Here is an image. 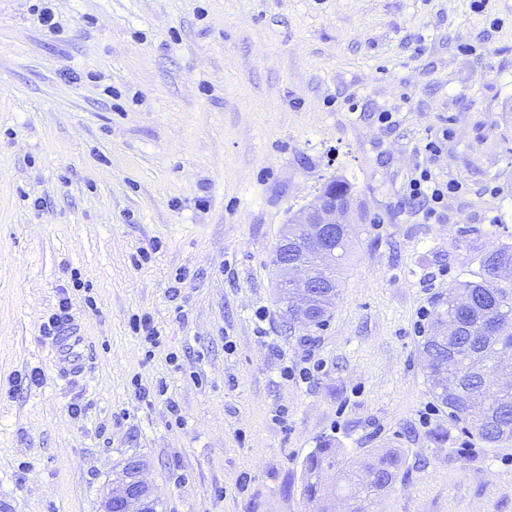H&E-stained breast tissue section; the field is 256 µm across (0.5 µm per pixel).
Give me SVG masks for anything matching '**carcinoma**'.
Segmentation results:
<instances>
[{
	"label": "carcinoma",
	"instance_id": "1",
	"mask_svg": "<svg viewBox=\"0 0 512 512\" xmlns=\"http://www.w3.org/2000/svg\"><path fill=\"white\" fill-rule=\"evenodd\" d=\"M512 266V244L485 254L477 281H464L448 290V298L434 311L427 336L423 337L424 369L437 403L460 429L490 448L512 443V387L489 392L488 374L498 360L512 355V281L497 286L490 282L496 267ZM328 282L324 307L312 325L321 326L336 303V267L321 271ZM466 296L470 309L461 318V332L445 342L435 339L439 324L456 313V300ZM342 449L324 443L314 449L304 464L302 494L310 512H332L336 491L346 493L352 512H369L371 501L386 493L399 479L403 459L395 448H372L339 469L336 488L320 482L323 471L339 464Z\"/></svg>",
	"mask_w": 512,
	"mask_h": 512
}]
</instances>
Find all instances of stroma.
I'll return each mask as SVG.
<instances>
[{"instance_id":"stroma-1","label":"stroma","mask_w":512,"mask_h":512,"mask_svg":"<svg viewBox=\"0 0 512 512\" xmlns=\"http://www.w3.org/2000/svg\"><path fill=\"white\" fill-rule=\"evenodd\" d=\"M419 167L461 185L436 224ZM336 178L366 221L290 329L273 252ZM505 243L512 0H0V512H100L133 457L165 512H306L323 440L402 452L371 512H512V447L455 427L420 348ZM65 296L75 379L41 332Z\"/></svg>"}]
</instances>
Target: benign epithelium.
<instances>
[{"label":"benign epithelium","mask_w":512,"mask_h":512,"mask_svg":"<svg viewBox=\"0 0 512 512\" xmlns=\"http://www.w3.org/2000/svg\"><path fill=\"white\" fill-rule=\"evenodd\" d=\"M354 194L336 190V186L326 184L314 200L292 218L294 224H307L317 240L313 254L319 263L312 269L288 261L282 250L288 247V236L279 242L280 251L275 255V269L279 287L290 290L293 310L290 326L297 324L307 326L312 320L316 293L314 289L322 287L317 279L318 270L322 269L335 255V250L328 247L329 239L336 234V225L349 223L353 212ZM142 466L137 461H130L118 478L113 490L103 502L102 512H151L155 504V495L151 486L142 477Z\"/></svg>","instance_id":"benign-epithelium-1"}]
</instances>
